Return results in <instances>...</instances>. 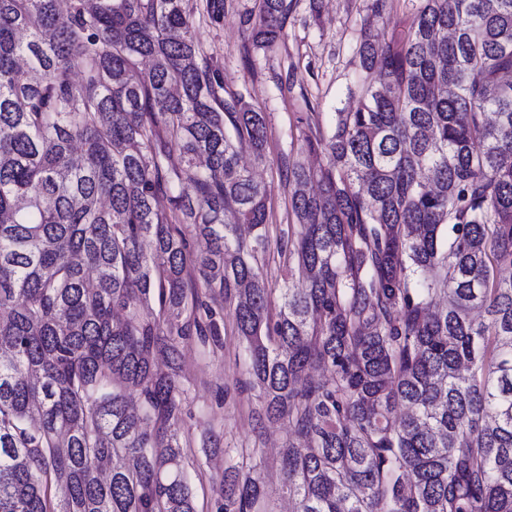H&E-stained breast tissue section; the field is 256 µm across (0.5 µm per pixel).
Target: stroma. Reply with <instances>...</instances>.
<instances>
[{"instance_id":"stroma-1","label":"stroma","mask_w":512,"mask_h":512,"mask_svg":"<svg viewBox=\"0 0 512 512\" xmlns=\"http://www.w3.org/2000/svg\"><path fill=\"white\" fill-rule=\"evenodd\" d=\"M372 0H288V17L278 45L270 51L249 48L247 35L258 0H224L215 17L208 0H186L194 16L193 35L201 56L218 69L228 93L243 95L260 109L267 125L264 161L252 149L240 154L242 165L270 187L269 235H286L296 219L288 208L284 157L299 156L316 166L319 157L300 153L299 135L312 124L330 131L336 114L358 104L356 54L360 30L403 38L420 0H386L385 23L371 22ZM221 313L220 341L191 339L180 350L186 415L179 428L181 466L195 495L197 512H218L215 488L227 462L258 466L268 489L265 512H290L282 489L280 450L288 441V422L258 424V403L236 388L247 377L245 343L237 334L232 308L212 303Z\"/></svg>"}]
</instances>
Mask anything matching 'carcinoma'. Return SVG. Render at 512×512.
I'll return each mask as SVG.
<instances>
[{"label":"carcinoma","mask_w":512,"mask_h":512,"mask_svg":"<svg viewBox=\"0 0 512 512\" xmlns=\"http://www.w3.org/2000/svg\"><path fill=\"white\" fill-rule=\"evenodd\" d=\"M287 12L259 0L252 46ZM193 28L185 0H0V512H197L177 359L218 334L202 287L233 306L263 415L288 418L296 512H512V0L361 29L382 82L301 132L326 163H288L276 240L236 147L263 160L265 118ZM216 494L258 512L267 490L230 464Z\"/></svg>","instance_id":"1"}]
</instances>
